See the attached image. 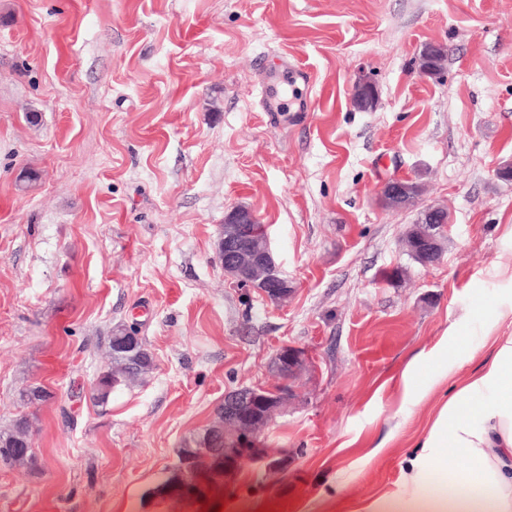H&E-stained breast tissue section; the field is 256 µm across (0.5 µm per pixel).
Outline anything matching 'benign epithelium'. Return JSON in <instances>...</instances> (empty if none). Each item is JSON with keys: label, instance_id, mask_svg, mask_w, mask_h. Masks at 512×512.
Segmentation results:
<instances>
[{"label": "benign epithelium", "instance_id": "7a95c632", "mask_svg": "<svg viewBox=\"0 0 512 512\" xmlns=\"http://www.w3.org/2000/svg\"><path fill=\"white\" fill-rule=\"evenodd\" d=\"M376 93V87L367 80L354 86L353 95L366 106L372 104ZM410 191L409 181L392 180L382 186L381 196L399 207L409 206L413 203ZM257 223V215L246 206H236L225 215L220 230L224 274L256 290L265 301L279 304L288 300L293 287L276 264L267 235L252 232L250 225ZM422 252L429 256L426 265H436L441 257L438 237L425 238ZM272 367L280 379L279 386H241L224 394V419L209 428L210 434L221 436L224 447L206 443L196 448V455L183 456L161 489L165 496L179 497L186 489L204 494L227 488L245 461L261 465L268 474L288 472V452L267 446L260 436L288 395V384L309 371L310 359L303 349L284 345L275 354Z\"/></svg>", "mask_w": 512, "mask_h": 512}]
</instances>
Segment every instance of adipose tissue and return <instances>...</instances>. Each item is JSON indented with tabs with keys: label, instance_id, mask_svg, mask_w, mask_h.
Returning <instances> with one entry per match:
<instances>
[{
	"label": "adipose tissue",
	"instance_id": "ef3b65f1",
	"mask_svg": "<svg viewBox=\"0 0 512 512\" xmlns=\"http://www.w3.org/2000/svg\"><path fill=\"white\" fill-rule=\"evenodd\" d=\"M487 331L489 359L455 381L394 489L353 512H512V304Z\"/></svg>",
	"mask_w": 512,
	"mask_h": 512
}]
</instances>
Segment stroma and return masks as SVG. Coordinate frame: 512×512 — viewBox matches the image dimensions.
<instances>
[{"mask_svg": "<svg viewBox=\"0 0 512 512\" xmlns=\"http://www.w3.org/2000/svg\"><path fill=\"white\" fill-rule=\"evenodd\" d=\"M430 42L447 49L436 77ZM284 56L311 111L260 105ZM364 78L370 112L351 103ZM508 165L512 0H0V432L28 417L41 463H0V512H200L158 486L225 392L276 384L285 344L313 362L263 432L290 470L246 466L223 512H336L392 489L449 372L490 355V314L512 302ZM399 177L423 193L385 208ZM235 205L265 224L286 303L225 276ZM429 205L448 231L424 267L405 239ZM120 323L155 367L102 408L90 389ZM451 326L459 342L404 400L403 367ZM34 386L50 398L23 403Z\"/></svg>", "mask_w": 512, "mask_h": 512, "instance_id": "stroma-1", "label": "stroma"}]
</instances>
